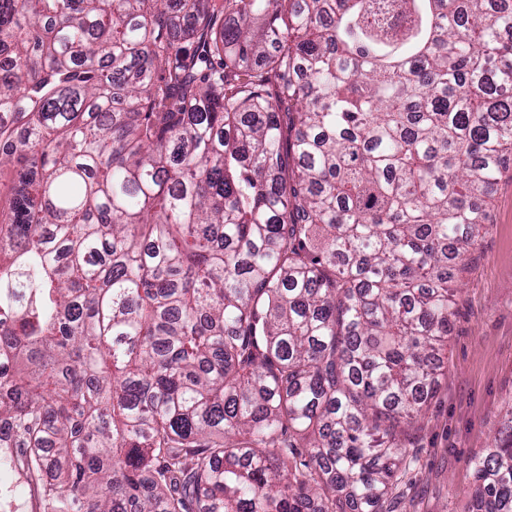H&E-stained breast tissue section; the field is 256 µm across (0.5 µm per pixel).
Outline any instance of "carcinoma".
Instances as JSON below:
<instances>
[{
    "label": "carcinoma",
    "mask_w": 512,
    "mask_h": 512,
    "mask_svg": "<svg viewBox=\"0 0 512 512\" xmlns=\"http://www.w3.org/2000/svg\"><path fill=\"white\" fill-rule=\"evenodd\" d=\"M399 6L0 0V472L41 512H397L512 161V0ZM472 467L512 512V433ZM2 482L18 485V492L21 503H23L24 512H39V503L36 492L24 482V479H18L14 474L2 472L0 475Z\"/></svg>",
    "instance_id": "obj_1"
}]
</instances>
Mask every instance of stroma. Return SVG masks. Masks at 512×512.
<instances>
[{"label": "stroma", "mask_w": 512, "mask_h": 512, "mask_svg": "<svg viewBox=\"0 0 512 512\" xmlns=\"http://www.w3.org/2000/svg\"><path fill=\"white\" fill-rule=\"evenodd\" d=\"M458 288L447 372L418 425L416 464L398 485L402 512H468L471 462L512 421V165L498 180Z\"/></svg>", "instance_id": "1"}]
</instances>
